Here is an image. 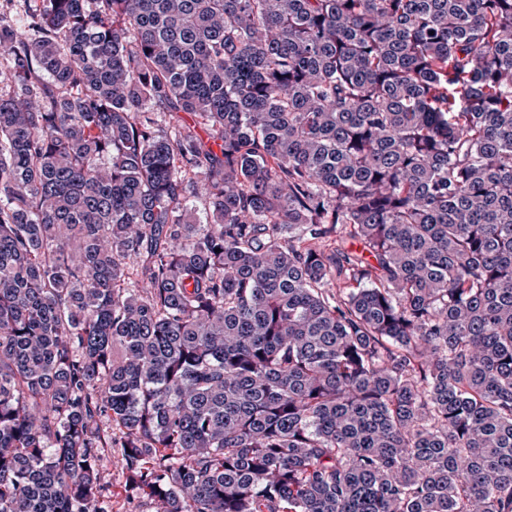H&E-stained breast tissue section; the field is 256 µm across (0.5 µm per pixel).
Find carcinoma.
Instances as JSON below:
<instances>
[{"mask_svg": "<svg viewBox=\"0 0 512 512\" xmlns=\"http://www.w3.org/2000/svg\"><path fill=\"white\" fill-rule=\"evenodd\" d=\"M0 54V512H112L108 448L156 512H512V0H3Z\"/></svg>", "mask_w": 512, "mask_h": 512, "instance_id": "obj_1", "label": "carcinoma"}]
</instances>
